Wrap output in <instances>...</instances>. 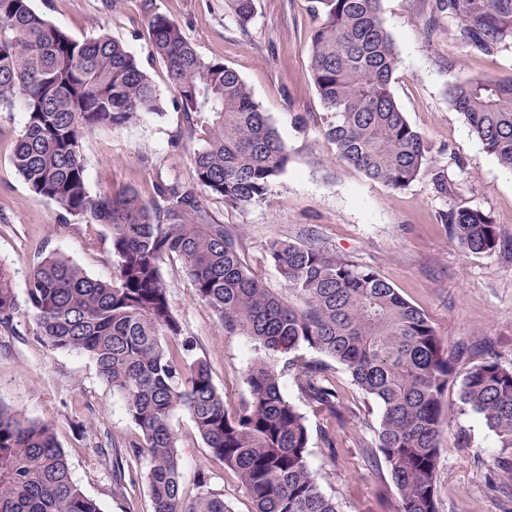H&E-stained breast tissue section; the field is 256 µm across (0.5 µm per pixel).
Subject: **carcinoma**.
<instances>
[{"mask_svg":"<svg viewBox=\"0 0 512 512\" xmlns=\"http://www.w3.org/2000/svg\"><path fill=\"white\" fill-rule=\"evenodd\" d=\"M148 38L178 95L184 133L201 134L193 186L157 177L152 198L126 187L112 197L87 190L84 138L160 111L149 72L104 33L78 40L36 13L30 0H0V107L21 105L25 123L11 162L34 196L60 217L102 224L115 277L102 282L70 260L39 257L26 278V313L55 351L91 358L139 430L112 459L118 477L146 460L152 512H232L197 471V494L183 495L175 414L187 412L209 456L234 472L250 512H339L308 457L312 430L288 402L297 379L314 407L336 412L331 360L382 412L377 448L401 497L399 512H437L435 482L446 415L442 396L454 372L428 316L374 270L324 249L272 240L267 253L285 283L267 288L248 267L238 236L204 207L198 189L238 208L264 198L289 161L288 148L233 68L202 57L180 25L151 12ZM242 29L255 0H225ZM309 77L324 105L325 139L368 179L398 190L432 163L425 138L401 111L392 83L399 66L382 0H312ZM448 39L487 57L512 48V0H433ZM448 106L484 149L512 171V76L473 75L448 84ZM467 254L500 247L490 216L461 208L445 215ZM180 260L195 298L226 336L248 342V397L230 414L208 362L184 337L161 265ZM11 273L0 266V328L18 323ZM322 356L305 361L300 348ZM458 409L482 418L498 441L492 464L512 471V368L473 364ZM0 512H102L75 481L51 425L0 403Z\"/></svg>","mask_w":512,"mask_h":512,"instance_id":"1","label":"carcinoma"}]
</instances>
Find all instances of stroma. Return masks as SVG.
Here are the masks:
<instances>
[{"label":"stroma","instance_id":"stroma-1","mask_svg":"<svg viewBox=\"0 0 512 512\" xmlns=\"http://www.w3.org/2000/svg\"><path fill=\"white\" fill-rule=\"evenodd\" d=\"M33 9L78 40L108 33L121 41L149 71L163 111L102 129L83 145L86 185L94 196L126 186L150 198L155 177L191 185L195 138L175 141L183 126L177 95L162 64L153 60L142 0H31ZM309 0H256L248 28H240L224 0H153V11L182 27L198 52L234 68L250 87L288 146L290 161L265 197L239 208L202 194L215 220L238 233L253 272L267 288L284 282L266 255L270 240L312 242L329 253L369 267L429 318L458 378L485 358L512 367V171L502 168L448 107L445 89L454 77L512 75V50L487 58L448 39L447 29L428 33L430 0H383L385 25L393 35L400 66L392 85L410 124L430 149L431 168L406 188L391 190L372 182L336 156L321 133L323 105L308 78L309 35L316 18ZM20 107L0 109V264L24 295L29 268L37 256L56 253L88 276L112 281L115 269L105 226L62 222L52 202L35 197L11 164L24 123ZM445 176L447 193L436 189ZM479 209L490 215L501 247L491 254L460 249L444 214ZM161 273L194 355L211 367L228 413L248 396L247 341L224 335L211 310L199 303L182 265L166 260ZM336 412H312L294 379L284 381L288 400L305 412L312 430L326 428L334 450L314 438L309 463L323 493L340 512H398L399 494L376 449L381 408L333 365ZM450 383L444 404H455L459 385ZM0 402L23 415L50 423L65 451L75 480L103 512H151L145 464L126 476L123 496L112 493V455L139 431L122 402L103 382L94 362L75 352L45 347L34 325L20 317L16 331L0 328ZM92 420L95 432L78 425ZM173 424L179 436L184 492L194 496V476L209 470L233 512H249L236 475L210 462L186 412ZM436 481L438 512H512V476L493 469L497 439L484 421L453 415L441 436Z\"/></svg>","mask_w":512,"mask_h":512}]
</instances>
